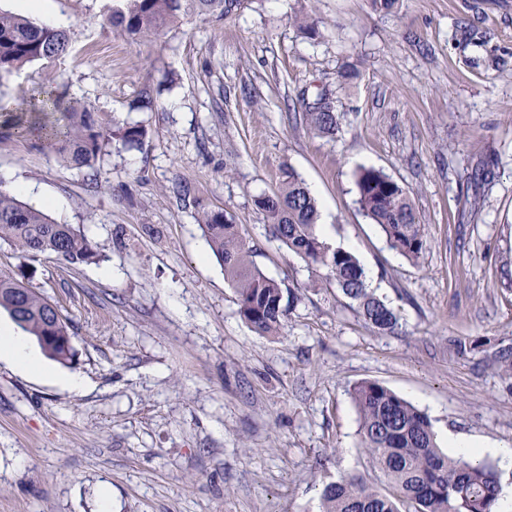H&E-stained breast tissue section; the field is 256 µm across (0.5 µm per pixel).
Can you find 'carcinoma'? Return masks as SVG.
<instances>
[{"label": "carcinoma", "instance_id": "1", "mask_svg": "<svg viewBox=\"0 0 512 512\" xmlns=\"http://www.w3.org/2000/svg\"><path fill=\"white\" fill-rule=\"evenodd\" d=\"M247 0H113L108 23L118 35L138 39L157 34L191 17L227 18L241 12ZM66 32L38 25L30 19L0 11V72H10L34 61L66 54ZM31 120L7 118L3 126L18 137L37 134L47 148L70 165L90 170L92 181L103 147L113 137L125 147H136L148 136L145 126L126 124L107 133L91 106L64 102L48 84L27 101ZM303 119L320 135L334 137L342 113L331 93L323 90L305 104ZM360 210L385 233L390 247L414 260L423 249L421 224L408 193L375 168H363L357 180ZM265 221L267 235L288 247L309 267L322 271L321 279L335 283L357 313L379 334L398 327V317L367 285L359 260L342 247H331L317 232L318 205L305 183L292 170L283 171L278 188L254 199ZM198 223L224 268V278L235 289L241 317L258 333L273 335L286 314L284 298L293 293L267 277L253 262L240 225L222 210L202 212ZM0 240L22 254L48 253L69 264L95 261L89 239L70 224H56L44 212L0 192ZM0 310L35 337L53 360L72 358L70 324L52 303L22 280L0 271ZM351 398L359 415L362 448L380 471L386 488L368 478L349 474L326 484L321 512H500L501 484L493 465L471 463L450 456L438 446L429 417L377 381L355 385Z\"/></svg>", "mask_w": 512, "mask_h": 512}]
</instances>
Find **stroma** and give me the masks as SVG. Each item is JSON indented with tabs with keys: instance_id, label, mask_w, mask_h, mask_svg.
<instances>
[{
	"instance_id": "obj_1",
	"label": "stroma",
	"mask_w": 512,
	"mask_h": 512,
	"mask_svg": "<svg viewBox=\"0 0 512 512\" xmlns=\"http://www.w3.org/2000/svg\"><path fill=\"white\" fill-rule=\"evenodd\" d=\"M71 49L0 73V113L41 85L93 107L110 142L102 183L0 135V191L79 227L97 252L70 266L0 241V270L55 303L83 375L75 394L0 362V512H319L325 483L374 478L351 387L375 380L447 433L512 446V0H252L223 21L130 40L112 0H46ZM319 21L309 38L291 18ZM359 74L341 83L344 62ZM333 93L335 137L301 119ZM151 108H140L142 91ZM292 168L332 246L352 252L400 317L378 334L336 286L266 236L255 197ZM404 187L424 225L416 260L357 204L361 168ZM222 210L256 265L296 300L277 334L239 313L197 222Z\"/></svg>"
}]
</instances>
